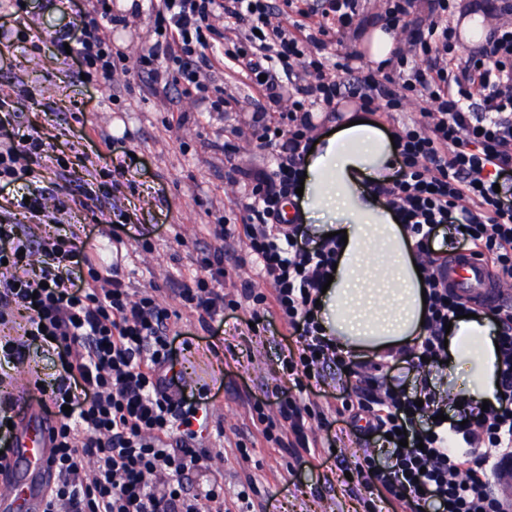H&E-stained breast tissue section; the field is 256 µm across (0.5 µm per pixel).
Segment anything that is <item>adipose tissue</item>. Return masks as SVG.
Listing matches in <instances>:
<instances>
[{"instance_id": "1", "label": "adipose tissue", "mask_w": 512, "mask_h": 512, "mask_svg": "<svg viewBox=\"0 0 512 512\" xmlns=\"http://www.w3.org/2000/svg\"><path fill=\"white\" fill-rule=\"evenodd\" d=\"M346 128L324 133L306 156L299 199L300 222L319 234L346 231L334 279L322 295L317 318L325 338L340 350L389 361L424 335L428 308L415 239L395 219L385 198L370 186L388 182L398 168L389 131L348 112ZM497 327L487 314L456 319L448 334V396L474 406L495 402L499 356Z\"/></svg>"}]
</instances>
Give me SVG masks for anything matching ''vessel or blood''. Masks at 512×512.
Returning a JSON list of instances; mask_svg holds the SVG:
<instances>
[{
    "label": "vessel or blood",
    "instance_id": "1",
    "mask_svg": "<svg viewBox=\"0 0 512 512\" xmlns=\"http://www.w3.org/2000/svg\"><path fill=\"white\" fill-rule=\"evenodd\" d=\"M448 281L457 292L490 306L512 307V293L490 275L485 263L470 253L448 261ZM55 420L45 405L28 397L10 440L8 464L0 468V512H43L45 490L55 474Z\"/></svg>",
    "mask_w": 512,
    "mask_h": 512
}]
</instances>
